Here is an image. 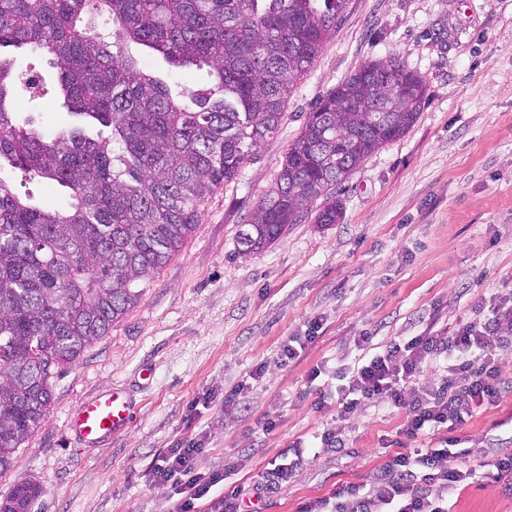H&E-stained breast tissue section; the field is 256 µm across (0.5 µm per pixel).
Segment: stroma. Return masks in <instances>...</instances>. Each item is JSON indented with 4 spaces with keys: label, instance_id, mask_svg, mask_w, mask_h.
I'll use <instances>...</instances> for the list:
<instances>
[{
    "label": "stroma",
    "instance_id": "obj_1",
    "mask_svg": "<svg viewBox=\"0 0 512 512\" xmlns=\"http://www.w3.org/2000/svg\"><path fill=\"white\" fill-rule=\"evenodd\" d=\"M19 70L38 74V98L20 93L16 112L51 130L70 117L44 51L4 47ZM389 58L424 77L427 102L401 139L367 157L337 191L339 223L289 226L270 247L238 252L237 234L278 178L308 112L363 65ZM512 289V0H347L336 32L298 79L275 134L237 176L205 199L195 231L147 283L139 304L52 380V405L0 473V503L22 483L41 495L30 512H168L165 489L150 485L158 459L181 441L201 440L200 470L238 467L217 489L236 493L240 512H296L336 484L373 480L383 438L403 411L370 403L342 424L345 445L294 457L336 414L314 412L335 395L337 366L354 363V338L374 344L441 334L478 316L485 297ZM321 319L319 339L280 365L289 337ZM265 374L250 380L257 365ZM326 369L310 380L315 366ZM249 381L244 410L226 392ZM117 390L131 422L96 444L69 415ZM273 418L277 427L265 432ZM475 475L452 491L454 512H512V498L488 478L512 453V395L464 427ZM293 473L255 497L268 469Z\"/></svg>",
    "mask_w": 512,
    "mask_h": 512
}]
</instances>
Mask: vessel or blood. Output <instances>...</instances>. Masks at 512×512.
<instances>
[{"label":"vessel or blood","mask_w":512,"mask_h":512,"mask_svg":"<svg viewBox=\"0 0 512 512\" xmlns=\"http://www.w3.org/2000/svg\"><path fill=\"white\" fill-rule=\"evenodd\" d=\"M130 422V407L119 392L112 391L83 403L69 424L83 439L94 443L123 431Z\"/></svg>","instance_id":"b4317fda"}]
</instances>
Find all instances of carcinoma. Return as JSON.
Returning a JSON list of instances; mask_svg holds the SVG:
<instances>
[{
    "label": "carcinoma",
    "instance_id": "1",
    "mask_svg": "<svg viewBox=\"0 0 512 512\" xmlns=\"http://www.w3.org/2000/svg\"><path fill=\"white\" fill-rule=\"evenodd\" d=\"M345 4L0 0V48L53 56L67 112L110 130L17 121L23 83L0 58V472L49 411L54 371L135 307L141 285L194 232L204 198L276 132ZM95 15L112 20V33L96 31ZM131 43L179 71L207 69V83L172 91L129 54ZM426 99L425 79L396 59L339 82L307 114L275 187L240 225L239 251H262L311 212L316 224L338 223L336 190L414 126ZM7 170L56 183L66 205L17 195ZM38 494L19 485L0 512H29Z\"/></svg>",
    "mask_w": 512,
    "mask_h": 512
}]
</instances>
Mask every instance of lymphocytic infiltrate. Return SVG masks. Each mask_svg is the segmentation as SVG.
I'll list each match as a JSON object with an SVG mask.
<instances>
[{
  "label": "lymphocytic infiltrate",
  "instance_id": "lymphocytic-infiltrate-1",
  "mask_svg": "<svg viewBox=\"0 0 512 512\" xmlns=\"http://www.w3.org/2000/svg\"><path fill=\"white\" fill-rule=\"evenodd\" d=\"M512 348V293L492 298L483 320L458 321L448 335L401 336L382 350L337 370L338 399L318 397L315 412L335 409L337 424L323 431L327 447L343 444L341 424L366 404L380 401L404 410V422L384 453L371 483L337 484L325 496L308 498L297 512H451L449 492L467 483L472 470L460 431L475 413L497 407L512 383L498 366L500 351ZM437 436L438 446L428 445ZM201 444L188 440L169 449L153 468L151 482L171 488V512H197L212 500L215 512H237L214 489L224 473L200 472Z\"/></svg>",
  "mask_w": 512,
  "mask_h": 512
}]
</instances>
